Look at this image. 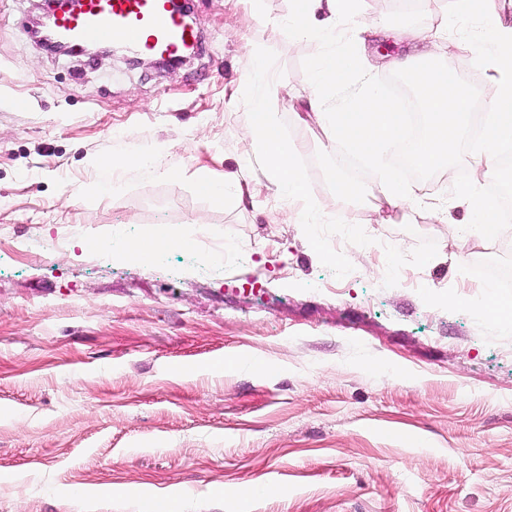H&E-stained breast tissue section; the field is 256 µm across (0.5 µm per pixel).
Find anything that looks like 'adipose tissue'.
I'll return each mask as SVG.
<instances>
[{
	"instance_id": "1",
	"label": "adipose tissue",
	"mask_w": 512,
	"mask_h": 512,
	"mask_svg": "<svg viewBox=\"0 0 512 512\" xmlns=\"http://www.w3.org/2000/svg\"><path fill=\"white\" fill-rule=\"evenodd\" d=\"M292 4L290 29L328 46L312 66L310 96L326 142L345 145L382 166L386 155L405 138L406 114L383 90L378 65L356 52L341 28L355 12L357 0H292ZM452 5L455 16L484 21L481 60L491 70L492 80L491 108L480 127L477 164L470 178L453 185L451 194L466 205L469 215L462 241L496 240L511 233L512 226L503 223L500 201L486 192L484 184L498 178L493 162L503 147L512 145V22L503 19L501 0H452ZM397 66L411 80L426 116L427 132L414 160L423 170H435L471 130V94L451 69L428 67L410 57L398 60ZM353 79L358 82L353 96L333 111H322L327 94Z\"/></svg>"
}]
</instances>
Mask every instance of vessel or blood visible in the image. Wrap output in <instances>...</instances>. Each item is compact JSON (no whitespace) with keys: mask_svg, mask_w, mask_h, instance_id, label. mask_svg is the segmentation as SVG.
I'll return each instance as SVG.
<instances>
[{"mask_svg":"<svg viewBox=\"0 0 512 512\" xmlns=\"http://www.w3.org/2000/svg\"><path fill=\"white\" fill-rule=\"evenodd\" d=\"M55 30L76 47L105 40L171 57L198 43L196 30L168 0H81L78 10L56 17Z\"/></svg>","mask_w":512,"mask_h":512,"instance_id":"1","label":"vessel or blood"}]
</instances>
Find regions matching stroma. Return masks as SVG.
Returning a JSON list of instances; mask_svg holds the SVG:
<instances>
[{
    "label": "stroma",
    "mask_w": 512,
    "mask_h": 512,
    "mask_svg": "<svg viewBox=\"0 0 512 512\" xmlns=\"http://www.w3.org/2000/svg\"><path fill=\"white\" fill-rule=\"evenodd\" d=\"M290 0H192L200 35L182 65L58 57L28 34L32 0H0V512H512V326L481 308L478 261L512 272V235L460 245L453 183L470 142L440 170L387 159L416 200L374 213L379 169L356 200L331 187L342 146L305 153L322 214L354 212L375 242L332 236L354 266L325 268L271 177L253 167L243 90L251 51L276 52L279 116L311 92L325 43L288 28ZM367 55L414 53L400 31L445 27L437 55L487 111L481 24L451 0H360ZM151 153L101 194L90 161ZM344 154V153H343ZM227 182L216 207L193 188ZM192 235L165 264L82 252L81 237ZM437 243L434 261L384 287L385 245ZM239 260L206 270L224 241ZM470 297L469 306L453 302ZM267 369L255 373L253 360ZM379 363L376 372L365 362ZM223 495H215V487Z\"/></svg>",
    "instance_id": "1"
}]
</instances>
